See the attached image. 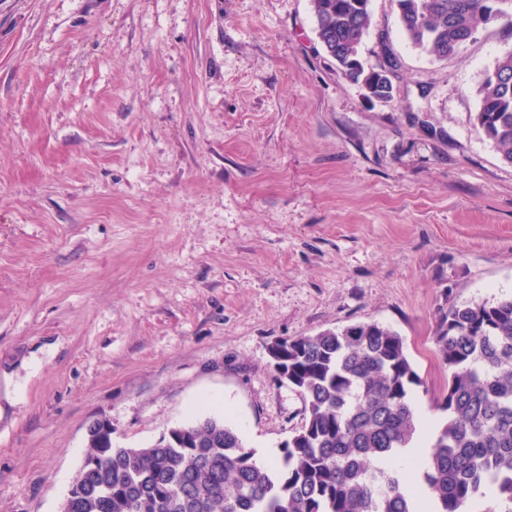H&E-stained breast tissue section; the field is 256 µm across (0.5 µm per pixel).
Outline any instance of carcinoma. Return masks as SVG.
<instances>
[{
    "label": "carcinoma",
    "mask_w": 512,
    "mask_h": 512,
    "mask_svg": "<svg viewBox=\"0 0 512 512\" xmlns=\"http://www.w3.org/2000/svg\"><path fill=\"white\" fill-rule=\"evenodd\" d=\"M370 0H311L316 31L336 41L338 66L355 83L376 84L359 67L372 25ZM410 43L446 57L499 20L512 0H392ZM475 125L512 164V52L478 90ZM435 352L448 370L447 413L407 484L391 463L419 432L420 384L403 337L361 322L273 343L276 376L305 400L302 427L281 462L255 460L222 418L175 426L155 442L116 447L112 428L93 430L65 512H460L495 487L512 503V295L452 303L439 313Z\"/></svg>",
    "instance_id": "cac0c4a2"
}]
</instances>
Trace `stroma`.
Returning a JSON list of instances; mask_svg holds the SVG:
<instances>
[{"label":"stroma","mask_w":512,"mask_h":512,"mask_svg":"<svg viewBox=\"0 0 512 512\" xmlns=\"http://www.w3.org/2000/svg\"><path fill=\"white\" fill-rule=\"evenodd\" d=\"M367 98L310 0H0V512H61L93 421L208 416L277 463L270 344L377 321L444 415L449 303L512 294V165L475 126L512 23L434 58L371 0Z\"/></svg>","instance_id":"1"}]
</instances>
